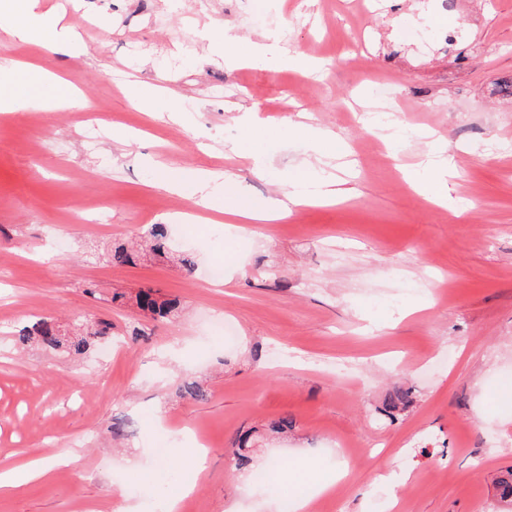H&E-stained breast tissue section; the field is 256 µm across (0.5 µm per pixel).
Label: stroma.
Segmentation results:
<instances>
[{"label":"stroma","instance_id":"stroma-1","mask_svg":"<svg viewBox=\"0 0 512 512\" xmlns=\"http://www.w3.org/2000/svg\"><path fill=\"white\" fill-rule=\"evenodd\" d=\"M78 33L68 56L11 43L25 60L88 98L87 112L35 106L0 114V468L14 454L58 460L46 479L0 494V512H149L157 493L179 512H283L297 490L287 468L243 486L231 467L254 432L251 472L270 457L346 467L313 512H498L512 469V0H42ZM239 40L211 53L206 27ZM451 27L453 45L415 40ZM276 37L325 62L317 75L240 66ZM156 87L164 111L127 83ZM394 95L374 105V86ZM256 107L263 126L241 122ZM397 114L401 151L379 146L363 113ZM305 111L334 133L314 145L288 125ZM452 158L448 204L407 177L417 156ZM306 162L343 179L332 204L231 235L200 223L189 196L156 188L162 168L237 176L260 203L292 189ZM169 228L193 273L149 256L115 266L113 242ZM65 250H57L59 238ZM223 263L222 282L211 267ZM144 288L181 302L177 316L126 334ZM127 296L112 303L113 294ZM111 318L112 353L78 358L13 346L37 316ZM202 377L207 402L180 399ZM407 406L389 410L396 388ZM126 414L137 433L113 439ZM290 415L288 433L268 422ZM208 436L201 471L171 428ZM165 456L166 490L142 484L138 456ZM392 472L395 493L376 484Z\"/></svg>","mask_w":512,"mask_h":512}]
</instances>
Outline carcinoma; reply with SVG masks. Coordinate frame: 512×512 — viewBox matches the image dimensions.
<instances>
[{
    "label": "carcinoma",
    "mask_w": 512,
    "mask_h": 512,
    "mask_svg": "<svg viewBox=\"0 0 512 512\" xmlns=\"http://www.w3.org/2000/svg\"><path fill=\"white\" fill-rule=\"evenodd\" d=\"M151 250L164 255L171 250L167 228L155 224L149 230ZM108 259L114 265H133L139 260V253L132 247L119 244L107 252ZM137 308L146 316L156 320L171 316L180 306L176 298L159 300L151 291H141L135 296ZM83 329L79 333H60V326L51 317L42 318L30 326H24L13 333L16 345L36 343L46 351H65L72 356H85L91 353L101 342L112 338V321L102 318L79 319ZM179 396L196 403L209 399V392L195 378H186L178 388ZM133 422L125 416L112 418L111 432L114 438H124L133 433ZM499 499L502 512H512V472L498 482Z\"/></svg>",
    "instance_id": "1"
}]
</instances>
